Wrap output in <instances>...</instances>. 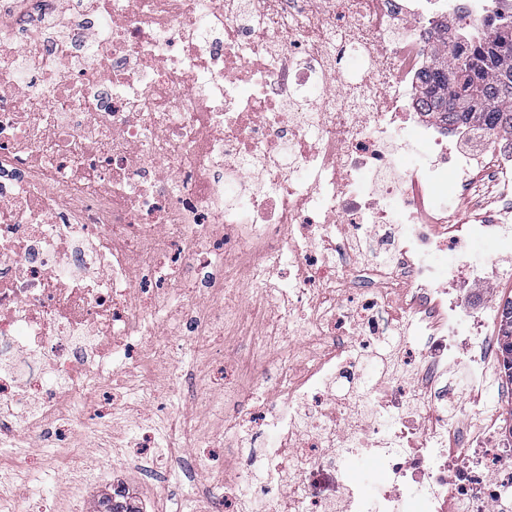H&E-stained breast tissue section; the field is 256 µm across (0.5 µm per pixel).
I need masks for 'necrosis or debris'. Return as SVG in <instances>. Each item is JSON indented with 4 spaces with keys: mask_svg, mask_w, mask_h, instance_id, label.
I'll list each match as a JSON object with an SVG mask.
<instances>
[{
    "mask_svg": "<svg viewBox=\"0 0 512 512\" xmlns=\"http://www.w3.org/2000/svg\"><path fill=\"white\" fill-rule=\"evenodd\" d=\"M486 7L0 0V451L74 447L105 403L159 486L268 438L208 512H512L501 408L471 399L504 381L499 309L463 303L512 261V140L452 152L468 127L416 92L436 23ZM460 198L494 209L461 224ZM363 457L378 494L344 475ZM31 476L0 512H46Z\"/></svg>",
    "mask_w": 512,
    "mask_h": 512,
    "instance_id": "1",
    "label": "necrosis or debris"
}]
</instances>
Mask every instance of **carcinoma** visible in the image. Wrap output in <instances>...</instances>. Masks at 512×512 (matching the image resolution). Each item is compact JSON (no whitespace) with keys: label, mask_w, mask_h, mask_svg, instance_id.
Instances as JSON below:
<instances>
[{"label":"carcinoma","mask_w":512,"mask_h":512,"mask_svg":"<svg viewBox=\"0 0 512 512\" xmlns=\"http://www.w3.org/2000/svg\"><path fill=\"white\" fill-rule=\"evenodd\" d=\"M481 25L442 23L429 43L432 66L418 77L421 103L443 124L468 126L493 138L512 136V0H491ZM499 350L512 377V299L501 305ZM119 488L105 497L103 512H139L123 503Z\"/></svg>","instance_id":"cac0c4a2"}]
</instances>
